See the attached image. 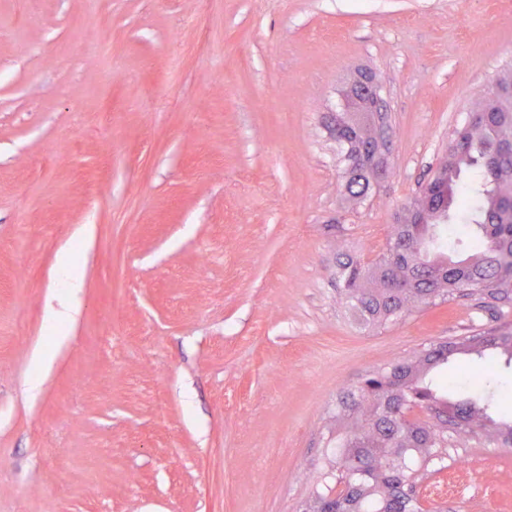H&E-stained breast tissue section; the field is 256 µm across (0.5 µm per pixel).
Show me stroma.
I'll use <instances>...</instances> for the list:
<instances>
[{"mask_svg": "<svg viewBox=\"0 0 512 512\" xmlns=\"http://www.w3.org/2000/svg\"><path fill=\"white\" fill-rule=\"evenodd\" d=\"M0 0V512H300L343 390L512 324L481 294L368 330L335 243L374 258L452 130L512 70V0ZM120 53L112 109L103 66ZM384 85L391 176L344 200L325 128ZM70 250L83 288L56 343ZM53 363L30 396L32 358ZM446 512H512V447L449 442ZM86 50L97 56L104 65L100 98L105 102V105H108V100L110 99L112 91V70L116 65L118 57L117 51L112 45V42L105 37L88 45Z\"/></svg>", "mask_w": 512, "mask_h": 512, "instance_id": "35a3bbf8", "label": "stroma"}]
</instances>
